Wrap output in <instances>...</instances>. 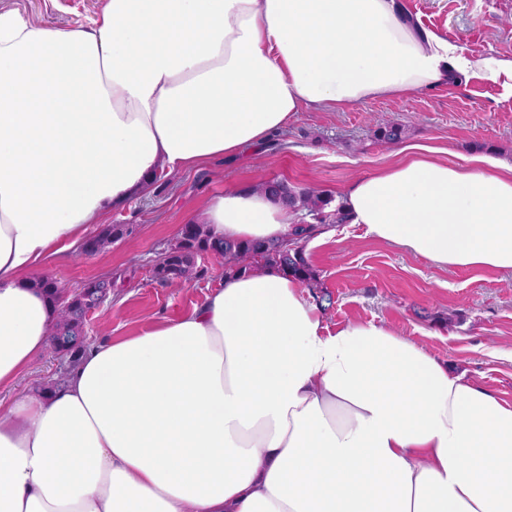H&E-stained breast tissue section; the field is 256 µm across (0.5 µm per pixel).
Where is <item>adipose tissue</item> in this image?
<instances>
[{
	"mask_svg": "<svg viewBox=\"0 0 512 512\" xmlns=\"http://www.w3.org/2000/svg\"><path fill=\"white\" fill-rule=\"evenodd\" d=\"M472 77L512 89V60L402 0H106L68 31L1 11L0 386L56 319L35 269L159 171L262 147L303 108ZM338 203L435 266L512 270V161L407 146ZM294 218L242 186L198 221L283 241ZM0 512H512V404L387 326L328 331L291 276L229 274L0 416Z\"/></svg>",
	"mask_w": 512,
	"mask_h": 512,
	"instance_id": "adipose-tissue-1",
	"label": "adipose tissue"
}]
</instances>
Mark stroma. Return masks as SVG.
Segmentation results:
<instances>
[{
    "instance_id": "stroma-1",
    "label": "stroma",
    "mask_w": 512,
    "mask_h": 512,
    "mask_svg": "<svg viewBox=\"0 0 512 512\" xmlns=\"http://www.w3.org/2000/svg\"><path fill=\"white\" fill-rule=\"evenodd\" d=\"M422 25L465 49L512 59V0H403ZM105 0H0L15 11L58 29L85 28ZM405 125L407 145H423L456 163L475 153L512 160V91L472 78L400 99H378L341 112L306 109L288 128L247 156L161 176L106 218L131 233L94 257L78 248L49 255L43 272L64 289L106 277L111 297L86 326L90 343L129 336L176 317L220 287L224 261L205 260L206 273L181 288L164 287L153 267L176 240L188 214L211 195L258 180H285L327 194L352 179L391 164L395 145L377 141L380 125ZM320 225V224H319ZM305 244L317 281L332 297L329 329L359 320L384 324L434 353L512 403V272L440 268L397 245L366 236L359 224H323ZM61 355L44 350L7 386L0 387V416L55 379Z\"/></svg>"
}]
</instances>
